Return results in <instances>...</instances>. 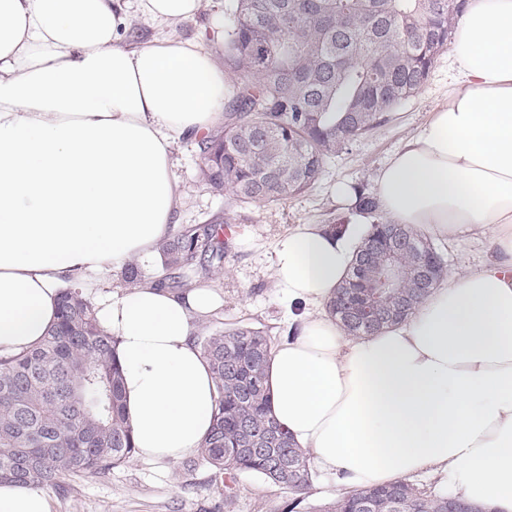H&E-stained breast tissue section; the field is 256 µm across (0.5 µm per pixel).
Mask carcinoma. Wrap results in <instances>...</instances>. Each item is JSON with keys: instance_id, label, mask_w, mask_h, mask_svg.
I'll list each match as a JSON object with an SVG mask.
<instances>
[{"instance_id": "1", "label": "carcinoma", "mask_w": 512, "mask_h": 512, "mask_svg": "<svg viewBox=\"0 0 512 512\" xmlns=\"http://www.w3.org/2000/svg\"><path fill=\"white\" fill-rule=\"evenodd\" d=\"M465 0H232L224 35V126L200 139L209 188L239 206L284 202L311 188L327 160L386 121L418 94L448 50ZM343 284L327 304L347 334L368 336L412 317L430 289L418 286L420 258L437 253L421 232L381 219L370 224ZM399 249L398 287L375 301L385 318L363 322L364 295L377 291L379 261ZM160 284L189 286L194 267H223L222 224L172 226L156 245ZM127 288L144 280L138 260L121 272ZM198 344L211 364L218 403L201 459L225 475L224 497L240 473L259 475L292 495L288 512L312 487L308 460L269 415L265 370L269 334L250 326L205 331ZM136 451L128 422L116 340L75 283L60 291L57 321L34 349L0 357V483L56 486L99 474ZM458 496L427 495L397 481L350 491L320 512H448Z\"/></svg>"}]
</instances>
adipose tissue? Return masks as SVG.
Listing matches in <instances>:
<instances>
[{"mask_svg": "<svg viewBox=\"0 0 512 512\" xmlns=\"http://www.w3.org/2000/svg\"><path fill=\"white\" fill-rule=\"evenodd\" d=\"M119 0H0V356L39 345L73 281L111 285L150 257L181 195L171 148L210 132L227 83L211 52L174 38L118 46ZM456 78L422 130L372 177L378 210L486 252L448 275L408 321L345 335L323 310L366 228L297 225L274 245L288 333L267 368L270 414L337 488L423 474L449 495L512 512V0H468ZM214 289L145 279L97 304L123 368L141 456L198 451L218 394L193 335ZM0 512H50L0 484Z\"/></svg>", "mask_w": 512, "mask_h": 512, "instance_id": "obj_1", "label": "adipose tissue"}]
</instances>
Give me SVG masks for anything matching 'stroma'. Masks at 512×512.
Segmentation results:
<instances>
[{
  "instance_id": "35a3bbf8",
  "label": "stroma",
  "mask_w": 512,
  "mask_h": 512,
  "mask_svg": "<svg viewBox=\"0 0 512 512\" xmlns=\"http://www.w3.org/2000/svg\"><path fill=\"white\" fill-rule=\"evenodd\" d=\"M229 5L230 0H203L194 19L168 25L143 16L136 0H124L127 20L119 44L140 49L165 37L193 41L210 50L216 64H223L224 42L215 31L226 24ZM455 74L452 55L443 53L418 95L389 112L385 124L331 156L315 186L284 203L239 207L227 196L214 195L199 177L195 138L174 141L173 173L182 192L174 224L220 223L230 215L243 235L232 243L223 268L201 270L193 278L194 283L216 288L224 298L223 307L206 320V329L248 325L280 339L285 324L281 295L272 279L275 242L299 224L349 223L356 208L337 202L334 185L347 182L372 190L375 169L422 129L447 98ZM224 483V475L194 455L176 462L135 455L104 473L63 480L47 495L50 512H284L289 500L287 491L254 474H239L229 499L224 496Z\"/></svg>"
}]
</instances>
